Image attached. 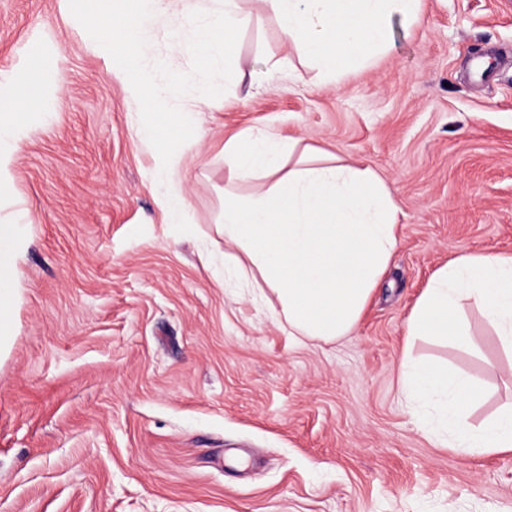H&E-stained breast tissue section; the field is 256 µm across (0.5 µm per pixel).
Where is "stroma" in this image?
<instances>
[{
  "label": "stroma",
  "instance_id": "1",
  "mask_svg": "<svg viewBox=\"0 0 512 512\" xmlns=\"http://www.w3.org/2000/svg\"><path fill=\"white\" fill-rule=\"evenodd\" d=\"M236 53L271 82L179 98L205 134L183 170L189 223L156 202L154 150L107 59L63 0H0V78L49 68L0 220L23 224L0 343V512H512V452L435 446L400 393L406 323L462 254H512V0H422L389 50L333 82L262 0ZM188 29L146 32L148 62L189 71ZM372 168L401 209L399 243L351 336L297 345L263 302L202 266L224 256V142L245 128ZM480 332L416 356L512 400V354Z\"/></svg>",
  "mask_w": 512,
  "mask_h": 512
}]
</instances>
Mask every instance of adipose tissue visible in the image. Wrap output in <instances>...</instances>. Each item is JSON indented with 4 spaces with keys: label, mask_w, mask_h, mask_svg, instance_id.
Wrapping results in <instances>:
<instances>
[{
    "label": "adipose tissue",
    "mask_w": 512,
    "mask_h": 512,
    "mask_svg": "<svg viewBox=\"0 0 512 512\" xmlns=\"http://www.w3.org/2000/svg\"><path fill=\"white\" fill-rule=\"evenodd\" d=\"M282 31L319 67L324 79L364 68L389 44L393 15L416 19L421 0H264ZM45 71L25 69L0 79V195L12 188L16 153L32 127L26 103L48 104ZM159 204L171 224L186 223L182 159L157 153ZM227 182L222 230L236 253L224 256L229 279L270 288L273 318L292 336L333 341L359 323L371 293L398 245L400 208L371 168L337 163L325 150L246 128L224 143ZM269 180L249 198L237 183ZM22 227L0 224V331L11 325V292ZM474 306L503 349L512 351V254H463L438 268L407 322V334L460 348L477 339L459 319ZM401 393L426 436L470 455L512 451V403L475 427L468 415L483 392L466 372L403 356Z\"/></svg>",
    "instance_id": "1"
}]
</instances>
